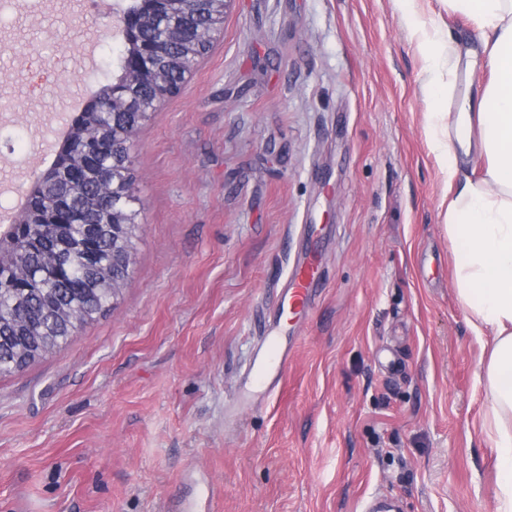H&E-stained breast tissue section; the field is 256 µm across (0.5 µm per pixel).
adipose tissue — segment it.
Segmentation results:
<instances>
[{"label":"adipose tissue","mask_w":512,"mask_h":512,"mask_svg":"<svg viewBox=\"0 0 512 512\" xmlns=\"http://www.w3.org/2000/svg\"><path fill=\"white\" fill-rule=\"evenodd\" d=\"M434 73L465 72L457 111L424 131L450 192L443 224L458 242L453 284L476 333H489L487 434L497 451V512H512V0H448L479 30V49L429 32L418 0H397Z\"/></svg>","instance_id":"obj_1"}]
</instances>
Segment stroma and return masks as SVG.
Here are the masks:
<instances>
[{"label": "stroma", "mask_w": 512, "mask_h": 512, "mask_svg": "<svg viewBox=\"0 0 512 512\" xmlns=\"http://www.w3.org/2000/svg\"><path fill=\"white\" fill-rule=\"evenodd\" d=\"M130 0H0V215L117 72ZM433 75L395 0H235L136 133L114 307L0 376V512H495L485 341L451 279ZM321 225L281 389L274 302ZM277 333L263 337L261 357L254 362L249 374L250 384L261 388L265 395L280 384L288 366V336Z\"/></svg>", "instance_id": "35a3bbf8"}]
</instances>
